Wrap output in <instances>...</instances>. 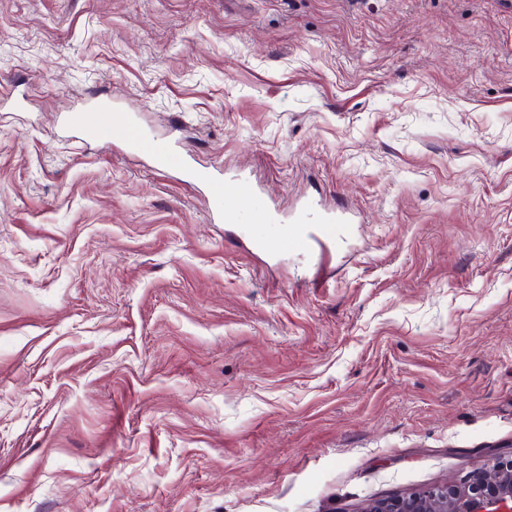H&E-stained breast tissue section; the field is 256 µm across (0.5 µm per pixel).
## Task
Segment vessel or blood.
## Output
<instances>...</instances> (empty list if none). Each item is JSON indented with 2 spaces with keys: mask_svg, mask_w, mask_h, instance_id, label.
I'll return each instance as SVG.
<instances>
[{
  "mask_svg": "<svg viewBox=\"0 0 512 512\" xmlns=\"http://www.w3.org/2000/svg\"><path fill=\"white\" fill-rule=\"evenodd\" d=\"M72 127L91 140H106L112 134H120L135 149L147 155L157 166L178 165L184 167L189 177H203L213 213L235 220L245 218L253 224H272L276 216L269 204L247 182H238L233 190H226L223 178L199 175L178 150L176 144L151 137L120 115L102 116L95 112L78 110L69 117ZM293 231L281 239L284 248H300L314 243H324L335 236L334 225L339 218L330 211H316L313 205L292 216Z\"/></svg>",
  "mask_w": 512,
  "mask_h": 512,
  "instance_id": "b4317fda",
  "label": "vessel or blood"
}]
</instances>
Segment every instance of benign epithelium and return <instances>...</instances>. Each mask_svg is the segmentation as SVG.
Returning a JSON list of instances; mask_svg holds the SVG:
<instances>
[{
	"instance_id": "7a95c632",
	"label": "benign epithelium",
	"mask_w": 512,
	"mask_h": 512,
	"mask_svg": "<svg viewBox=\"0 0 512 512\" xmlns=\"http://www.w3.org/2000/svg\"><path fill=\"white\" fill-rule=\"evenodd\" d=\"M365 512H512V451L492 454L457 483L375 500Z\"/></svg>"
}]
</instances>
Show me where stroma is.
<instances>
[{"label":"stroma","instance_id":"1","mask_svg":"<svg viewBox=\"0 0 512 512\" xmlns=\"http://www.w3.org/2000/svg\"><path fill=\"white\" fill-rule=\"evenodd\" d=\"M0 512H363L512 446V0H0ZM119 110L271 205L62 127ZM201 178L207 185L208 198L212 212L225 216L230 220L242 215L251 224H273L276 216L269 204L247 182L238 179L233 191L228 193L224 188V179L204 174ZM232 198V204L226 205V199ZM290 223L298 225H295L288 236L280 240L279 245L282 248H300L309 246L312 242L323 245L324 241L332 240L335 237L333 224L351 222L336 216L335 212H318L313 205L306 204L303 209L292 216Z\"/></svg>","mask_w":512,"mask_h":512}]
</instances>
